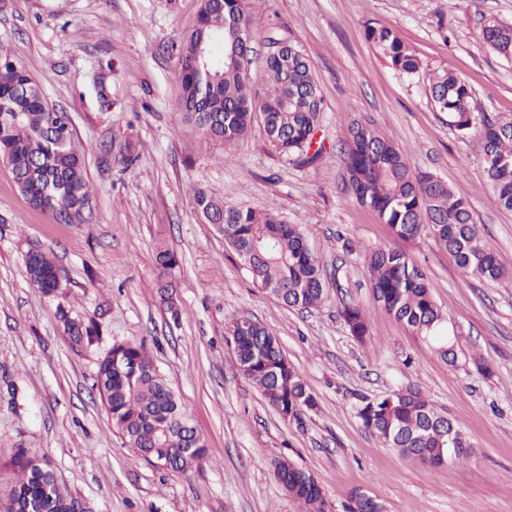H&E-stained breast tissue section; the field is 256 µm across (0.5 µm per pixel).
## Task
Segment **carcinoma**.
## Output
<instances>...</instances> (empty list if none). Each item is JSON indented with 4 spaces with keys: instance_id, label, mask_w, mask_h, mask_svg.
<instances>
[{
    "instance_id": "carcinoma-1",
    "label": "carcinoma",
    "mask_w": 512,
    "mask_h": 512,
    "mask_svg": "<svg viewBox=\"0 0 512 512\" xmlns=\"http://www.w3.org/2000/svg\"><path fill=\"white\" fill-rule=\"evenodd\" d=\"M254 36L246 0H201L194 28L180 41L178 108L202 134L226 146L244 140L261 114L268 140L290 160L311 163L324 156L314 140L322 99L312 66L292 45H284L266 61L264 89L249 81L251 47L239 41ZM367 39L379 48L401 75L413 77L420 62L392 29L370 25ZM481 39L504 58L512 57V25L484 24ZM430 95L448 126L460 136L476 133L482 142V164L499 207L512 210V115L494 119L475 114L471 89L448 72L429 75ZM51 106L30 72L0 51V157L36 209L59 224H83L89 203L84 156L74 134L49 124ZM343 181L358 202L389 225L395 243L369 250L365 261L375 302L430 342L448 364L461 352L459 336L432 299L422 270L401 243L431 234L466 274L499 281L506 273L482 244L469 203L452 187L410 167L405 153L377 127L351 122L346 127ZM195 204L205 222L224 235L252 284L291 308H317L326 298L320 260L307 246L299 225L279 211L243 209L203 190ZM161 274L178 267L177 256L161 249L156 256ZM25 270L45 295L57 297V266L49 255H27ZM58 313L73 346L90 345L100 337L96 322ZM341 316L352 336L365 339V313L346 305ZM228 330L236 363L282 417L298 419L315 407L301 373L288 361L277 337L257 321L234 319ZM93 387L125 442L147 461L160 460L166 469L186 473L206 456L203 439L189 442L197 430L187 408L168 386L139 342L114 343L102 357ZM362 425L385 446L431 465L471 454L459 425L438 411L420 390L399 389L383 397L364 396L356 407ZM275 476L302 512H325V496L313 476L288 460ZM7 512H91L59 483L50 463L28 448L16 449L8 476L0 477V503Z\"/></svg>"
}]
</instances>
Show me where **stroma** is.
Segmentation results:
<instances>
[{
    "instance_id": "obj_1",
    "label": "stroma",
    "mask_w": 512,
    "mask_h": 512,
    "mask_svg": "<svg viewBox=\"0 0 512 512\" xmlns=\"http://www.w3.org/2000/svg\"><path fill=\"white\" fill-rule=\"evenodd\" d=\"M248 4L257 22L255 87L264 86L265 58L279 45L296 46L312 65L327 155L311 165L290 163L261 122L227 147L185 121L176 46L201 0H0V46L70 116L91 189L86 223L59 224L30 208L0 161V469L15 449H32L94 512H300L274 475L283 458L314 477L328 512H345L357 490L386 512H512V211L495 202L478 138L451 130L428 89L429 72L448 71L471 88L477 112L512 114V59L481 39L487 20L512 24V0ZM377 24L413 49L418 76L400 75L366 40V27ZM354 119L379 127L414 167L467 198L509 275L466 276L430 235L406 244L461 334L457 366L373 299L364 253L394 238L342 183L340 147ZM199 188L244 209L276 208L299 225L326 269L323 304L292 309L254 288L223 235L198 214ZM162 248L179 259L166 293ZM31 250L59 267L63 302L30 283ZM346 303L367 315L364 340L340 315ZM61 305L97 322L99 341L71 346ZM240 317L277 336L303 374L315 406L302 420L283 418L239 373L227 326ZM128 341L145 344L204 440L206 457L192 472L136 454L92 387L106 349ZM405 387L461 426L468 458L432 466L364 429L360 397Z\"/></svg>"
}]
</instances>
